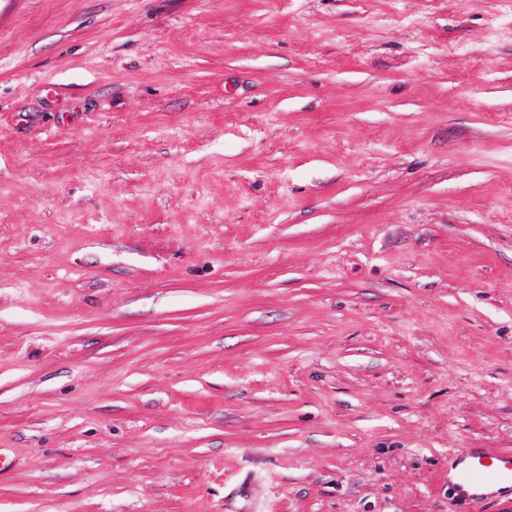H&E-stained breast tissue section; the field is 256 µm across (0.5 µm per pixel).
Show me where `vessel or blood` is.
<instances>
[{"label": "vessel or blood", "mask_w": 512, "mask_h": 512, "mask_svg": "<svg viewBox=\"0 0 512 512\" xmlns=\"http://www.w3.org/2000/svg\"><path fill=\"white\" fill-rule=\"evenodd\" d=\"M448 482L464 512H470L475 505L512 493V456L487 448L459 449L448 466Z\"/></svg>", "instance_id": "obj_1"}]
</instances>
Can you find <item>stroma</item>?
<instances>
[{"mask_svg":"<svg viewBox=\"0 0 512 512\" xmlns=\"http://www.w3.org/2000/svg\"><path fill=\"white\" fill-rule=\"evenodd\" d=\"M512 453V0H0V512H454ZM448 484L464 510L512 494V456L494 455L489 448H461L448 466Z\"/></svg>","mask_w":512,"mask_h":512,"instance_id":"35a3bbf8","label":"stroma"}]
</instances>
